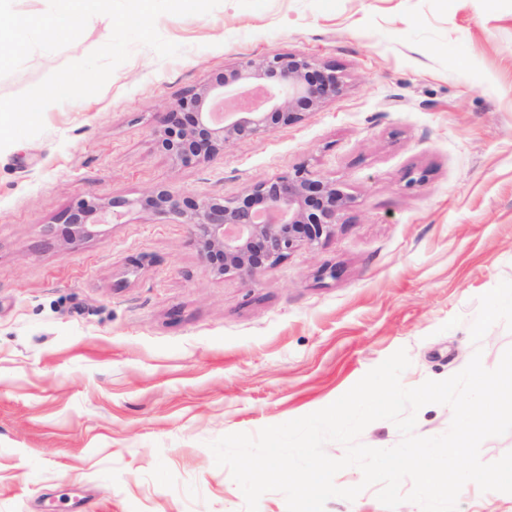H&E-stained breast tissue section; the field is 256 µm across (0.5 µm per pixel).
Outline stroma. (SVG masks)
Instances as JSON below:
<instances>
[{
	"label": "stroma",
	"instance_id": "stroma-1",
	"mask_svg": "<svg viewBox=\"0 0 512 512\" xmlns=\"http://www.w3.org/2000/svg\"><path fill=\"white\" fill-rule=\"evenodd\" d=\"M101 91L0 151V512H244L208 447L322 409L398 349L404 386L512 347V0H222L158 17ZM111 36L34 52L20 94ZM302 54L343 90L297 122L174 164L172 104L250 58ZM352 202L317 248L253 282L188 226L134 210L70 239L80 200L245 195L298 166ZM335 268V276L324 268ZM458 512H512L461 490Z\"/></svg>",
	"mask_w": 512,
	"mask_h": 512
}]
</instances>
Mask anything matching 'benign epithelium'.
I'll list each match as a JSON object with an SVG mask.
<instances>
[{"label":"benign epithelium","instance_id":"1","mask_svg":"<svg viewBox=\"0 0 512 512\" xmlns=\"http://www.w3.org/2000/svg\"><path fill=\"white\" fill-rule=\"evenodd\" d=\"M342 91L336 69L299 54L249 59L181 97L165 113L160 144L171 160H209L232 140L273 132ZM351 202L340 184L301 165L256 184L245 196L198 197L151 189L137 199L77 202L63 217L68 233L92 235L96 224L118 223L136 208L189 226L202 259L219 275L253 282L298 247L330 237L338 213Z\"/></svg>","mask_w":512,"mask_h":512}]
</instances>
